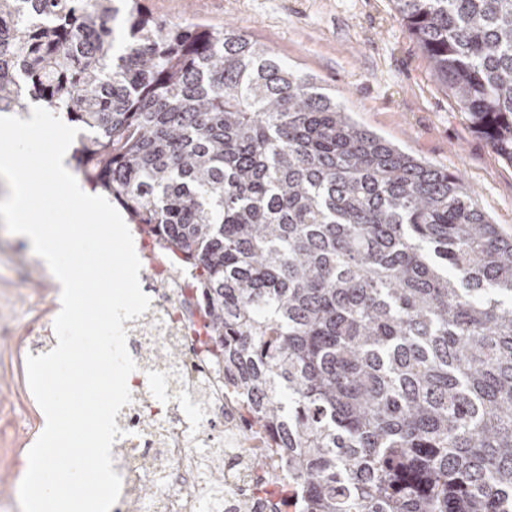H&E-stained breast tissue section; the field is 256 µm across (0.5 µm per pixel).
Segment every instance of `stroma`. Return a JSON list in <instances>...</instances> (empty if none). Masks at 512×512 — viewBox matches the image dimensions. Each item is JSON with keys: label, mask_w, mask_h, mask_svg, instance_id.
Masks as SVG:
<instances>
[{"label": "stroma", "mask_w": 512, "mask_h": 512, "mask_svg": "<svg viewBox=\"0 0 512 512\" xmlns=\"http://www.w3.org/2000/svg\"><path fill=\"white\" fill-rule=\"evenodd\" d=\"M151 16L223 26L265 44L317 78L356 121L404 151L459 175L478 207L512 234V163L501 159L432 74L390 0H140ZM60 290L44 260L0 226V497L22 473L7 459L44 429L21 337L35 313L57 315Z\"/></svg>", "instance_id": "obj_1"}]
</instances>
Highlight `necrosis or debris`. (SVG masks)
Wrapping results in <instances>:
<instances>
[{
    "label": "necrosis or debris",
    "instance_id": "necrosis-or-debris-1",
    "mask_svg": "<svg viewBox=\"0 0 512 512\" xmlns=\"http://www.w3.org/2000/svg\"><path fill=\"white\" fill-rule=\"evenodd\" d=\"M146 280L162 281L153 290L150 307L125 321L127 349L137 364L128 378L132 401L115 421L124 435L112 446V469L122 479L112 512H129L146 501L147 512H286L288 475L286 452L266 429L252 426L253 403L224 365L219 347L206 336L204 316L189 279H168L162 257L144 256ZM150 343L177 348L181 358L176 381L156 395L160 364L142 356ZM196 410L184 409V401ZM219 448L222 502L208 492V457ZM152 494H145V487Z\"/></svg>",
    "mask_w": 512,
    "mask_h": 512
}]
</instances>
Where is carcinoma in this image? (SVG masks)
Here are the masks:
<instances>
[{"label":"carcinoma","instance_id":"obj_1","mask_svg":"<svg viewBox=\"0 0 512 512\" xmlns=\"http://www.w3.org/2000/svg\"><path fill=\"white\" fill-rule=\"evenodd\" d=\"M0 0V112L89 132L77 172L191 269L301 512H512V236L226 23ZM512 163V0H391Z\"/></svg>","mask_w":512,"mask_h":512}]
</instances>
